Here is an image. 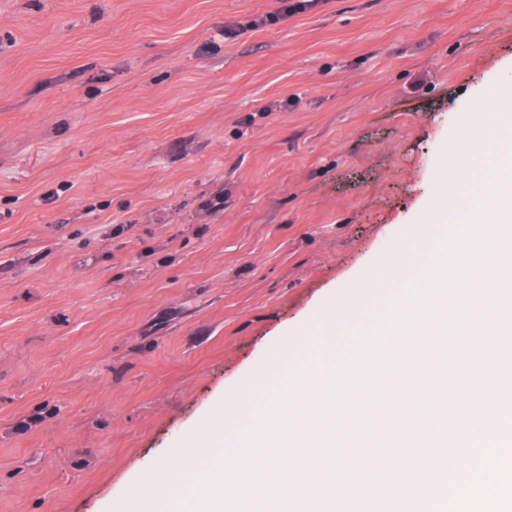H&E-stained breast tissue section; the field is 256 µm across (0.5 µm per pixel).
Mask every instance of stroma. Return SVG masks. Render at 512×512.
Wrapping results in <instances>:
<instances>
[{
  "label": "stroma",
  "mask_w": 512,
  "mask_h": 512,
  "mask_svg": "<svg viewBox=\"0 0 512 512\" xmlns=\"http://www.w3.org/2000/svg\"><path fill=\"white\" fill-rule=\"evenodd\" d=\"M276 6L0 0V512L152 493L512 85V0Z\"/></svg>",
  "instance_id": "stroma-1"
}]
</instances>
